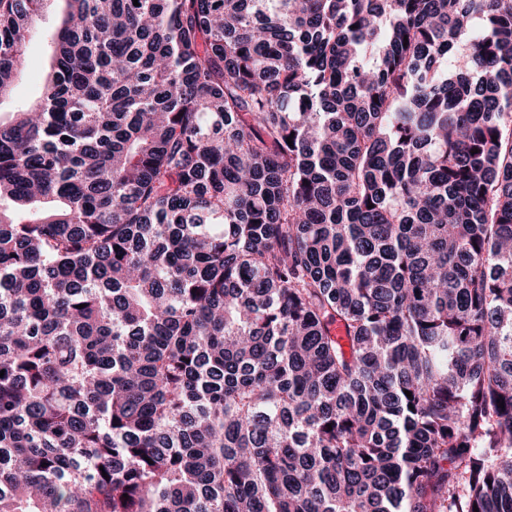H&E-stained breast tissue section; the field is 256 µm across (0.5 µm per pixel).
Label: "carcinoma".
<instances>
[{"label":"carcinoma","instance_id":"obj_1","mask_svg":"<svg viewBox=\"0 0 512 512\" xmlns=\"http://www.w3.org/2000/svg\"><path fill=\"white\" fill-rule=\"evenodd\" d=\"M51 4L0 512H512V0Z\"/></svg>","mask_w":512,"mask_h":512}]
</instances>
